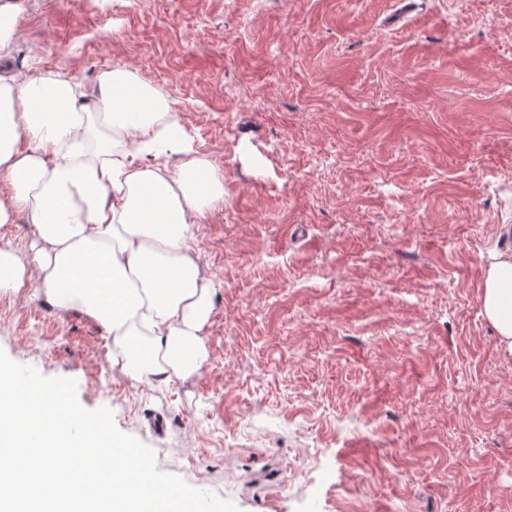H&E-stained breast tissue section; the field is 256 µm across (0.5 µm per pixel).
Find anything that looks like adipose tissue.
<instances>
[{
	"instance_id": "ef3b65f1",
	"label": "adipose tissue",
	"mask_w": 512,
	"mask_h": 512,
	"mask_svg": "<svg viewBox=\"0 0 512 512\" xmlns=\"http://www.w3.org/2000/svg\"><path fill=\"white\" fill-rule=\"evenodd\" d=\"M23 12L22 0H0V227L26 213L34 252L0 247V291L28 289L92 318L113 365L139 382L196 373L214 286L189 241L196 216L223 200L222 178L126 69L86 93L9 67ZM172 153L182 156L173 175ZM481 307L512 349V253L492 252Z\"/></svg>"
}]
</instances>
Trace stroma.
<instances>
[{"instance_id": "obj_1", "label": "stroma", "mask_w": 512, "mask_h": 512, "mask_svg": "<svg viewBox=\"0 0 512 512\" xmlns=\"http://www.w3.org/2000/svg\"><path fill=\"white\" fill-rule=\"evenodd\" d=\"M23 2L17 70L130 71L224 200L190 241L199 372L137 382L26 291L0 349L239 512H512V350L480 300L512 236V0Z\"/></svg>"}]
</instances>
